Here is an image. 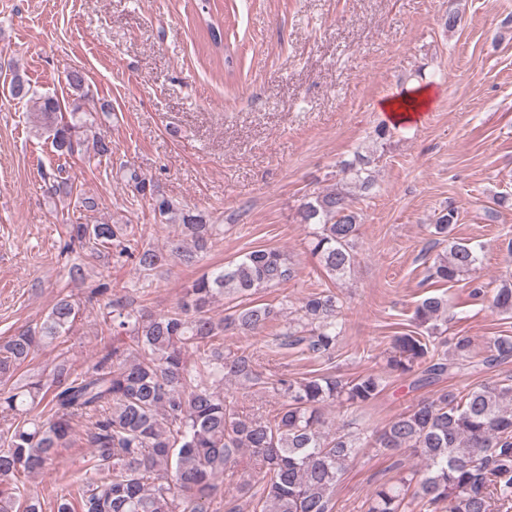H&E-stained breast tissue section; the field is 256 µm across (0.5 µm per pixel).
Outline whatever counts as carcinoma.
<instances>
[{
    "label": "carcinoma",
    "instance_id": "carcinoma-1",
    "mask_svg": "<svg viewBox=\"0 0 512 512\" xmlns=\"http://www.w3.org/2000/svg\"><path fill=\"white\" fill-rule=\"evenodd\" d=\"M11 98L30 101L33 92L21 75L12 77ZM41 130L52 138L60 156L81 151L102 163L112 155V141L87 131L95 116L110 117L112 103L99 105L97 115L73 108L71 119L61 101L44 96L36 101ZM63 166L44 174L49 192L69 195L73 183L62 176ZM343 177L331 188L314 191L304 203L303 223L313 227L311 251L330 279L347 277L355 263L359 215L352 190H368L374 179L370 158L357 155L342 164ZM123 179L139 195L154 194L153 185L134 168ZM154 211L164 224L175 226L165 247L131 242L123 225L70 224L72 243L97 258L112 246L146 276L173 259L189 266L202 259L216 241L218 227L166 198H155ZM458 222V211L442 208L434 234L446 237ZM482 245L452 241L448 253L433 258L429 278L452 283L474 270ZM288 253L255 249L201 275L184 289L178 306L155 313L118 299L103 304L104 325L112 340L96 361L77 373L67 361L56 363L48 377L41 374L22 384L0 389V418L9 426L0 431V512H19L14 479L24 471L40 474L55 469L58 449L70 445L77 417L92 419L84 441L91 449L90 479L75 494L57 500V512H208L206 503L218 492V480L237 463L242 451L259 465V478L229 496L227 512H237L244 498L253 512H333V492L357 449L369 443L395 456L411 452L424 460L396 484H381L371 495L368 512H512V385L485 382L463 391H444L385 427L361 436L346 425L328 430L324 409L332 403L359 408L383 390L385 378L362 373L341 377L331 371L294 377L283 370L271 388L284 399L273 417L239 411L224 398V382L243 389L263 382L256 353L224 350V332L258 335L277 320L274 307L259 303L261 290L296 277ZM231 294L241 307L222 318L209 314L213 299ZM339 296L327 289L309 294L298 317L275 333L273 345L314 360L329 361L343 332ZM492 307L512 313V286L496 289ZM447 311L442 295L418 303V330L391 338L385 373L398 377L419 374L414 384L430 385L455 371L480 366L491 369L512 361V336L495 337L487 355L472 362V341L454 338L453 350L439 354L434 341L442 334L439 322ZM77 311L59 299L44 321L0 345V381L11 379L17 367L70 330ZM193 353L198 360L190 361ZM49 407L45 419L31 416L40 405ZM416 486L413 496L408 489Z\"/></svg>",
    "mask_w": 512,
    "mask_h": 512
}]
</instances>
